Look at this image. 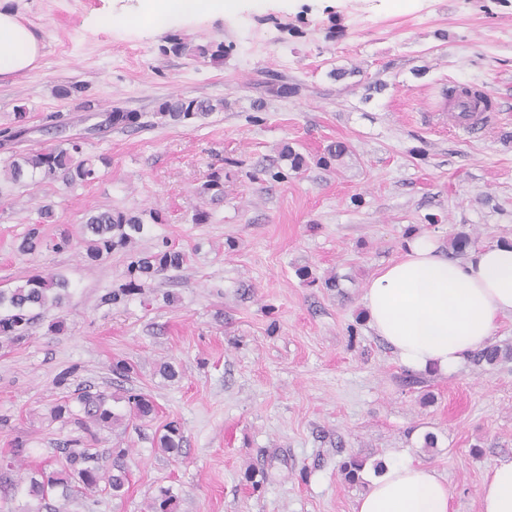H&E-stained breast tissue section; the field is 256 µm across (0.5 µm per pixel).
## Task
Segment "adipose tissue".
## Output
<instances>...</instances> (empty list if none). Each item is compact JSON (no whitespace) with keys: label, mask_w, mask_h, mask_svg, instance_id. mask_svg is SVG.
Returning a JSON list of instances; mask_svg holds the SVG:
<instances>
[{"label":"adipose tissue","mask_w":512,"mask_h":512,"mask_svg":"<svg viewBox=\"0 0 512 512\" xmlns=\"http://www.w3.org/2000/svg\"><path fill=\"white\" fill-rule=\"evenodd\" d=\"M40 55L32 30L0 7V77L33 69ZM364 305L371 328L402 365L453 372L488 344L500 317L512 314V242L483 245L459 260L431 236L412 238L371 279ZM479 501L480 512H512V459L487 470ZM354 512H452L451 494L422 462L389 459Z\"/></svg>","instance_id":"obj_1"}]
</instances>
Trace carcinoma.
Masks as SVG:
<instances>
[{
	"label": "carcinoma",
	"mask_w": 512,
	"mask_h": 512,
	"mask_svg": "<svg viewBox=\"0 0 512 512\" xmlns=\"http://www.w3.org/2000/svg\"><path fill=\"white\" fill-rule=\"evenodd\" d=\"M165 53L185 55L221 64L227 54L223 44L197 43L177 34L167 39L162 47ZM224 109V101L176 96L163 101L156 116L171 124H187L213 112ZM140 115L136 112L115 110L109 113L107 122L114 126L135 127ZM109 160L83 156L82 144L70 139L55 148L36 153L21 154L6 161L5 179L20 183L28 176L41 175L60 178L68 185H84L99 176L100 166ZM224 194V168L214 169L199 189V196L213 204L221 201ZM41 222L28 225L18 246V252L32 254L45 243L43 225L53 221L54 212L45 206L40 213ZM144 230L143 218L128 211L98 209L90 213L80 227V237L86 248V257L104 261L115 251L129 248L137 235ZM186 261L183 252L170 246L155 251L139 253L127 266L126 282L104 296L108 304L118 303L126 296L141 290L158 276L181 268ZM69 282L59 275H34L13 288L0 289V337L14 340L26 335L39 317V311L59 307L68 296ZM111 393L105 390L84 388L51 409V417L65 425H73L86 437L70 438L63 442L56 468H40L37 475L28 480L25 494L33 502L27 512H63V505L78 495L93 496L107 493L120 498L128 484L124 464L125 451L115 452L112 464L102 465V452L95 448L94 429H110L121 420L112 409ZM124 400L129 407V418L145 419L153 415L152 400L144 393L125 391ZM160 447L168 453L182 448L180 429L171 424L161 436Z\"/></svg>",
	"instance_id": "1"
}]
</instances>
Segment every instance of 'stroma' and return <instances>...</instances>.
<instances>
[{
	"label": "stroma",
	"instance_id": "1",
	"mask_svg": "<svg viewBox=\"0 0 512 512\" xmlns=\"http://www.w3.org/2000/svg\"><path fill=\"white\" fill-rule=\"evenodd\" d=\"M141 4L8 3L42 55L0 79V130L19 105L28 128L0 137V167L65 135L109 163L75 188L0 176V287L50 273L70 283L63 308L0 341V458L15 460L0 468V512H20L16 483L77 437L50 410L85 386L146 393L156 410L97 433L101 451H127L125 495L81 497L67 512H149L162 488L175 512H353L367 483L348 480L345 462L369 468L392 453L433 467L452 512H480L487 470L512 458V359L410 371L370 328L363 297L411 235L433 236L446 253L459 232L476 247L512 242V0H226L220 12L150 22ZM178 33L224 44L223 65L163 53ZM281 84L294 94L271 95ZM460 85L498 99L482 138L450 131L437 113ZM176 95L226 106L160 123L159 103ZM113 110L140 113L141 126L103 127ZM333 141L347 155L319 164ZM286 144L303 169L281 160ZM217 167L224 199L209 223H192ZM46 205L50 237L79 231L95 208L162 221L102 262L80 247L20 254ZM164 244L188 262L103 303L131 254ZM58 320L60 333L50 329ZM118 360L128 376L112 372ZM172 421L184 437L176 457L159 446Z\"/></svg>",
	"mask_w": 512,
	"mask_h": 512
}]
</instances>
